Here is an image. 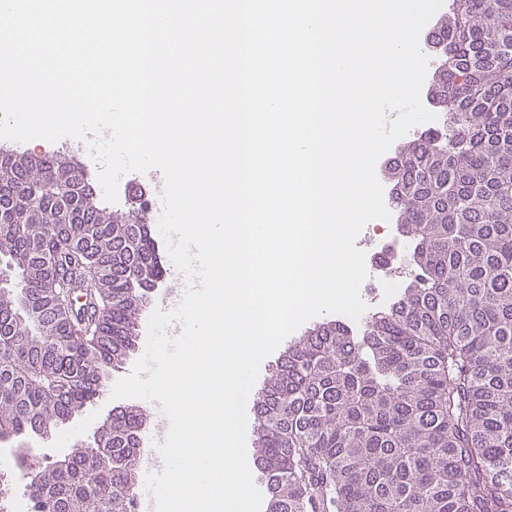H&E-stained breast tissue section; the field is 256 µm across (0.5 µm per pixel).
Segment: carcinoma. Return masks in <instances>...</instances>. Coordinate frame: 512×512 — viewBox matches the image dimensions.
<instances>
[{
	"instance_id": "1",
	"label": "carcinoma",
	"mask_w": 512,
	"mask_h": 512,
	"mask_svg": "<svg viewBox=\"0 0 512 512\" xmlns=\"http://www.w3.org/2000/svg\"><path fill=\"white\" fill-rule=\"evenodd\" d=\"M429 50L446 128L389 170L415 276L356 335L322 324L258 394L267 512H512V0H455ZM57 157L0 155V443L58 429L94 404L136 348L150 224L78 189ZM146 413L112 414V464L78 445L16 466L32 512H131Z\"/></svg>"
}]
</instances>
